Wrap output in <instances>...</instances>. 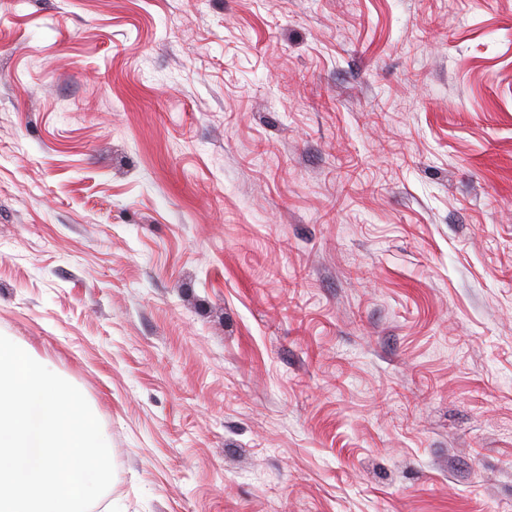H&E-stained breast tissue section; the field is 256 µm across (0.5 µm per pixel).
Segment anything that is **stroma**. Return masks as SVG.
I'll use <instances>...</instances> for the list:
<instances>
[{
    "instance_id": "35a3bbf8",
    "label": "stroma",
    "mask_w": 512,
    "mask_h": 512,
    "mask_svg": "<svg viewBox=\"0 0 512 512\" xmlns=\"http://www.w3.org/2000/svg\"><path fill=\"white\" fill-rule=\"evenodd\" d=\"M0 334L90 512H512V0H9Z\"/></svg>"
}]
</instances>
